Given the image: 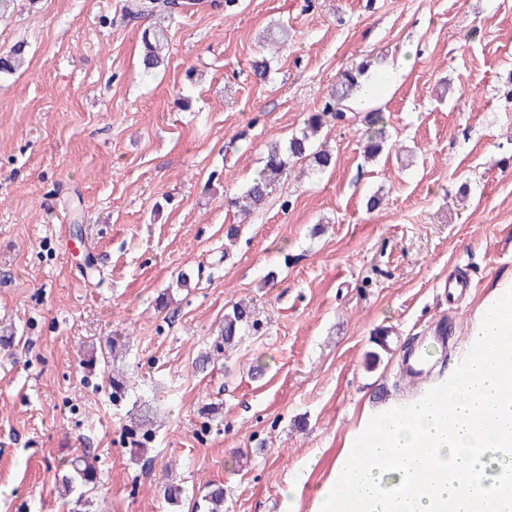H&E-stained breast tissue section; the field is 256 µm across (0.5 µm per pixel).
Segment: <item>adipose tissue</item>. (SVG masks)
Instances as JSON below:
<instances>
[{
  "label": "adipose tissue",
  "instance_id": "obj_1",
  "mask_svg": "<svg viewBox=\"0 0 512 512\" xmlns=\"http://www.w3.org/2000/svg\"><path fill=\"white\" fill-rule=\"evenodd\" d=\"M399 57L364 80L353 105L366 109L409 70ZM471 336L486 348L458 389L435 404L420 397L369 420L370 442L354 441L334 479L317 491L312 512H506L502 481L512 479V278L494 296Z\"/></svg>",
  "mask_w": 512,
  "mask_h": 512
}]
</instances>
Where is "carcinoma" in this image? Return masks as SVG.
I'll return each mask as SVG.
<instances>
[{
	"mask_svg": "<svg viewBox=\"0 0 512 512\" xmlns=\"http://www.w3.org/2000/svg\"><path fill=\"white\" fill-rule=\"evenodd\" d=\"M204 6L203 0H131L128 7L129 19H174V16L191 8ZM142 54L140 67L143 73L150 75L165 64L164 50L168 43L167 29L162 25L147 26L141 33ZM24 46L17 45L0 54V75H11L22 62ZM367 72L364 66L349 67L340 72L336 87L322 108L308 114L304 128L293 135L284 148L274 147L268 151L263 168L252 180L247 189L230 199L231 206L240 211L254 212L264 203L276 184L289 172L294 163L311 161L318 170L323 171L332 164V154L326 149L313 150L312 139L325 124V118L333 116L338 120L352 111L350 100L360 91L362 77ZM364 136L367 140L365 153L373 157L383 148L386 140L384 113L377 109L363 114ZM251 322L250 308L239 302L224 313V323L213 339L209 351L200 355L195 368L204 370L217 357L224 355V349L231 346L241 332ZM60 475L58 483L64 492H78L76 506L86 504V490L93 489L97 478V469L85 455L75 456L70 461L57 466ZM205 512H224V485L211 484L203 496Z\"/></svg>",
	"mask_w": 512,
	"mask_h": 512,
	"instance_id": "1",
	"label": "carcinoma"
}]
</instances>
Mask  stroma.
<instances>
[{"instance_id":"obj_1","label":"stroma","mask_w":512,"mask_h":512,"mask_svg":"<svg viewBox=\"0 0 512 512\" xmlns=\"http://www.w3.org/2000/svg\"><path fill=\"white\" fill-rule=\"evenodd\" d=\"M126 6L15 0L0 21V50L27 46L0 78V512H69L53 467L84 453L87 512H195L211 483L224 512H281L293 480L294 512H310L369 414L419 393L403 349L441 318L468 344L494 278L512 276V0L194 8L150 77ZM281 25L287 42L268 45ZM407 48L380 102L386 152L365 159L357 113L330 119L335 167L295 166L248 217L226 205L340 69ZM453 271L475 283L454 302ZM242 299L253 326L196 371ZM110 336L127 339L118 400L86 363ZM139 416L154 423L143 451L125 434Z\"/></svg>"}]
</instances>
